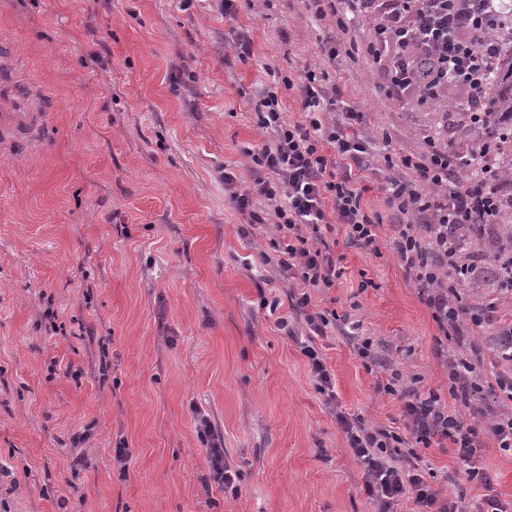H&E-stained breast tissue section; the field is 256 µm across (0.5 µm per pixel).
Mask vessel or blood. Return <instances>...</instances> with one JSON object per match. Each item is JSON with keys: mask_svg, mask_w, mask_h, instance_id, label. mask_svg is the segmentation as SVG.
<instances>
[{"mask_svg": "<svg viewBox=\"0 0 512 512\" xmlns=\"http://www.w3.org/2000/svg\"><path fill=\"white\" fill-rule=\"evenodd\" d=\"M47 113L42 112L38 95L20 85L9 57L0 56V147L14 148L41 142Z\"/></svg>", "mask_w": 512, "mask_h": 512, "instance_id": "b4317fda", "label": "vessel or blood"}]
</instances>
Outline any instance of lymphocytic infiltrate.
<instances>
[{
	"label": "lymphocytic infiltrate",
	"instance_id": "lymphocytic-infiltrate-1",
	"mask_svg": "<svg viewBox=\"0 0 512 512\" xmlns=\"http://www.w3.org/2000/svg\"><path fill=\"white\" fill-rule=\"evenodd\" d=\"M501 0H303L307 10L322 18L333 15L342 37L322 44L327 62H335L345 46L344 35L357 22L368 21L373 35L354 44L367 63L380 67L378 88L393 102L416 94L421 102L442 104L452 91L466 96V104L448 110V124L474 132L477 141L469 151L441 147L405 155L402 168L409 179L390 180L387 204L397 213L409 214L413 223L397 225L392 245L406 274L412 278L444 336H459L460 318L479 327L493 319L494 303L469 309L456 307L455 289L479 287L482 262L512 259V232L499 217L512 210V171L502 163L501 143L486 138V126L497 113L483 106L490 70L499 56L506 26ZM318 68L302 71L296 88L304 122H288L275 89H266L255 111L259 125L270 139L249 150L253 180L238 190L228 173L224 184L237 211L251 223H263L256 211L264 199L276 227L271 246L276 265L289 284L300 288L292 308L307 326L301 346L318 393L335 402L331 372L314 340L328 327L342 323L336 311H311L312 294L335 286L341 272L331 246L321 237L320 226L335 221L343 227L349 244L378 252L379 224L362 204L356 169L364 163L369 143L359 134L364 112L338 104L336 91L324 85ZM333 147L335 156L324 153ZM480 159L472 170L467 156ZM385 390L398 396L407 420V436L384 427L368 426L361 418L337 411L336 422L348 448L365 467L364 490L377 505L376 512H397L399 501L410 499L413 512H461L463 493L443 494L426 479L427 464L418 446L432 440L447 442L455 457L467 467L471 480L490 487L492 479L472 461L493 438L498 448L512 453V415L465 422L459 409L449 408L435 392L401 383L392 373ZM197 435L208 450L214 481L232 486L235 472L224 458V440L209 418L196 416Z\"/></svg>",
	"mask_w": 512,
	"mask_h": 512
}]
</instances>
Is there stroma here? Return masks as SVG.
I'll return each instance as SVG.
<instances>
[{
	"label": "stroma",
	"instance_id": "1",
	"mask_svg": "<svg viewBox=\"0 0 512 512\" xmlns=\"http://www.w3.org/2000/svg\"><path fill=\"white\" fill-rule=\"evenodd\" d=\"M236 8L228 21L215 0H0V40L49 114L41 148L0 154V512H374L333 407L279 326L293 312L262 259L275 227L249 225L224 191L228 172L250 183L247 152L268 139L259 93L276 85L285 119L303 121L284 81L310 66L366 114L362 197L381 223L375 254L340 226L321 230L342 275L311 307L353 325L315 339L338 405L402 433L392 371L444 397L448 359L470 358L482 398L496 386L490 352L512 293L491 290L497 320L446 338L391 245L404 217L386 188L402 170L384 158L423 150L441 106L389 102L362 61L325 62L336 19L301 0ZM358 336L373 341V368ZM198 410L224 439L232 487L212 478ZM420 454L478 512L485 490L451 448ZM476 465L512 503V454L490 440Z\"/></svg>",
	"mask_w": 512,
	"mask_h": 512
}]
</instances>
